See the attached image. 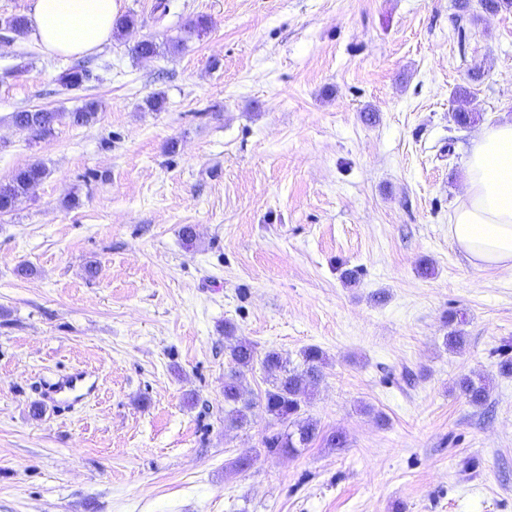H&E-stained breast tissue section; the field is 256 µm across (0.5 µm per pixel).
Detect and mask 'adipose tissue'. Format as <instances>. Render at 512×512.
Wrapping results in <instances>:
<instances>
[{"label": "adipose tissue", "instance_id": "ef3b65f1", "mask_svg": "<svg viewBox=\"0 0 512 512\" xmlns=\"http://www.w3.org/2000/svg\"><path fill=\"white\" fill-rule=\"evenodd\" d=\"M117 15L116 0H32L29 32L46 52L82 56L110 42ZM463 181L451 241L476 269L512 270V122L476 134Z\"/></svg>", "mask_w": 512, "mask_h": 512}]
</instances>
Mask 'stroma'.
I'll return each mask as SVG.
<instances>
[{"instance_id":"stroma-1","label":"stroma","mask_w":512,"mask_h":512,"mask_svg":"<svg viewBox=\"0 0 512 512\" xmlns=\"http://www.w3.org/2000/svg\"><path fill=\"white\" fill-rule=\"evenodd\" d=\"M457 2L117 0L136 25L69 91L76 57L0 29V182L48 170L0 213V512H512V271L448 237L466 146L512 119V9ZM89 99L95 124L44 139L11 119ZM228 323L260 354L324 351L322 440L267 452L260 406L229 427ZM75 370L93 391L42 407ZM458 386L470 405L482 406L487 401L488 384L484 376L477 379L470 376L461 377Z\"/></svg>"}]
</instances>
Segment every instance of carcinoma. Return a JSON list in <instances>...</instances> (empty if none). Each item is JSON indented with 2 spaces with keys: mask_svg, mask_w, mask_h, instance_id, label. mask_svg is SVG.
Returning a JSON list of instances; mask_svg holds the SVG:
<instances>
[{
  "mask_svg": "<svg viewBox=\"0 0 512 512\" xmlns=\"http://www.w3.org/2000/svg\"><path fill=\"white\" fill-rule=\"evenodd\" d=\"M90 78V70L79 63L60 77L65 89H75ZM99 110L98 102L87 101L74 112H56L45 108L17 112L12 115L13 122L23 124L37 138H45L53 134L54 126L69 121L76 125H91L96 121ZM46 175V168L40 164H32L18 170L9 182L0 187V212H9L16 202L28 195ZM228 351L227 371L224 373V405L225 420L233 427L239 428L249 421V412L253 400L246 397L242 385L243 370L253 366L260 360L261 367L269 380L270 387L261 397L265 411L288 424V431L274 434L263 439L266 451L295 455L313 443L318 435L317 425L302 418L306 399L312 386L319 379L320 364L323 352L317 346H309L302 353V363L290 368L288 361L275 350L264 353L257 358L255 347L241 339H233V328H224ZM458 386L466 401L472 406H482L488 398V384L484 377L474 379L464 376L458 380Z\"/></svg>",
  "mask_w": 512,
  "mask_h": 512,
  "instance_id": "carcinoma-1",
  "label": "carcinoma"
}]
</instances>
